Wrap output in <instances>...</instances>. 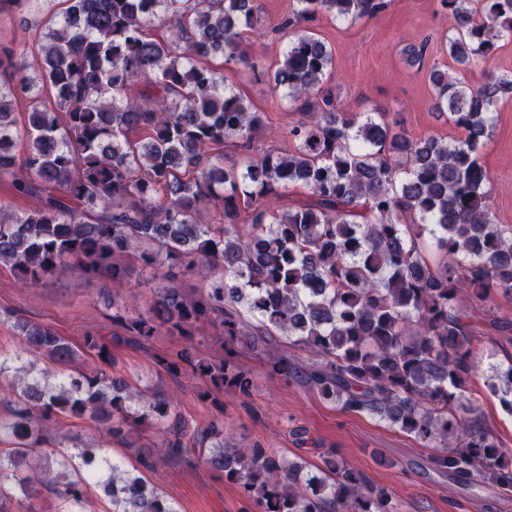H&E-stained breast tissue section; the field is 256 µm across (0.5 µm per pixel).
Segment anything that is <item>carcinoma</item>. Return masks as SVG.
Segmentation results:
<instances>
[{
  "mask_svg": "<svg viewBox=\"0 0 512 512\" xmlns=\"http://www.w3.org/2000/svg\"><path fill=\"white\" fill-rule=\"evenodd\" d=\"M46 2L48 19L30 26L31 46L0 48V178L39 198L34 209L0 217V264L26 288L43 285L64 261L80 279L105 273L121 285L120 260L130 256L153 272L197 276L207 282L199 294L175 282L145 310L112 296L121 333L87 332L83 348L110 365L112 343L128 336L190 339L210 326L224 337V358L204 357L192 343L155 358L169 373L187 369L205 381L199 399L216 413L192 426L174 398L123 375L37 368L38 356L65 367L76 351L51 328L1 312L25 348L0 352V376L14 373L12 390L0 395V512H37L42 487L54 512H85L92 483L111 512H177L138 468L88 442H57L61 415L88 416L122 441L145 426L160 457L202 456L262 512H397L386 488L333 451L313 472L302 457L228 442L219 396L252 388L233 361L236 347L274 345L278 336L309 356L275 353L274 375L414 436L435 449L437 471L511 489L512 453L481 425L465 389L484 326L509 330L486 308L496 292H512V228L495 223L480 150L490 114L512 98V73L471 88L432 68L437 108L465 139H415L385 112L336 107L322 90L332 53L311 31L288 41L273 71L248 56L241 34L260 24L258 0ZM471 2L440 0L451 19L448 56L463 70L512 36V0H482L479 18ZM297 3L284 26L321 16L356 22L385 6ZM160 15L170 39L147 33ZM216 59L268 78L294 106L300 119L284 131L291 152L248 154L271 129L267 114L224 91ZM20 95L29 99L21 129L12 109ZM229 141L247 155L226 165ZM290 188L300 197L277 208ZM211 202L217 217L204 224L200 212ZM489 387L512 413V364L493 370Z\"/></svg>",
  "mask_w": 512,
  "mask_h": 512,
  "instance_id": "cac0c4a2",
  "label": "carcinoma"
}]
</instances>
